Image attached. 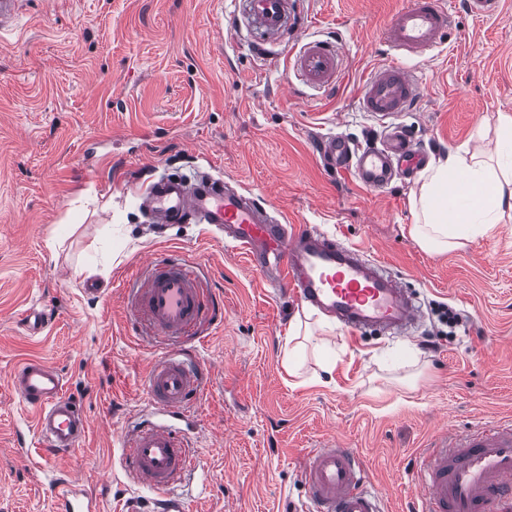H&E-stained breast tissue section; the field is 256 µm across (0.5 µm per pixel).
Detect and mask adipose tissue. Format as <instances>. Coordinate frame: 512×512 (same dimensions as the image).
Segmentation results:
<instances>
[{
	"mask_svg": "<svg viewBox=\"0 0 512 512\" xmlns=\"http://www.w3.org/2000/svg\"><path fill=\"white\" fill-rule=\"evenodd\" d=\"M414 207L418 222L411 235L425 249L444 252L485 235L512 212V193L477 156L449 155L428 168Z\"/></svg>",
	"mask_w": 512,
	"mask_h": 512,
	"instance_id": "adipose-tissue-1",
	"label": "adipose tissue"
}]
</instances>
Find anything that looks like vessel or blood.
Segmentation results:
<instances>
[{
  "label": "vessel or blood",
  "instance_id": "vessel-or-blood-1",
  "mask_svg": "<svg viewBox=\"0 0 512 512\" xmlns=\"http://www.w3.org/2000/svg\"><path fill=\"white\" fill-rule=\"evenodd\" d=\"M265 44L282 42L296 21L292 0H248ZM453 14L449 0H408L386 23L382 39L395 57L365 78L359 107L381 119L409 111L421 98L420 82L403 61L420 58L447 37ZM290 61L314 89L333 88L342 72V52L331 42L305 45ZM317 152L334 169L351 170L360 185L385 189L397 168L422 162L406 130L393 133L386 148H355L341 136L327 135ZM140 207L155 224H214L242 249L267 285L289 290L300 304L336 320L354 334L403 333L421 317L417 298L382 262L315 229H293L271 216L244 187L208 176L196 181L163 178L140 188ZM131 317L176 345L154 363L145 382L160 420L137 427L122 441L124 471L162 497L160 512H189L179 491L194 468L193 451L182 426L188 402L205 386L202 373L178 342L192 329L212 323L217 299L191 265L181 259L154 260L126 281ZM12 385L36 414V430L49 453L74 451L88 431L86 416L67 396L62 373L40 358L13 371ZM302 476L308 489L306 512H382L368 486L363 460L353 449L328 442L307 451ZM419 512H512V425L496 431L453 435L429 449L415 483ZM55 512H97L79 485H64L55 495Z\"/></svg>",
  "mask_w": 512,
  "mask_h": 512
}]
</instances>
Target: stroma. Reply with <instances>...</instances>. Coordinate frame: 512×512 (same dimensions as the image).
I'll use <instances>...</instances> for the list:
<instances>
[{
  "instance_id": "1",
  "label": "stroma",
  "mask_w": 512,
  "mask_h": 512,
  "mask_svg": "<svg viewBox=\"0 0 512 512\" xmlns=\"http://www.w3.org/2000/svg\"><path fill=\"white\" fill-rule=\"evenodd\" d=\"M295 46L340 41L342 74L317 92L287 58L257 56L233 0H26L0 31V512H50L82 482L101 512L150 490L121 465V438L154 413L144 381L169 345L132 327L120 283L154 256L201 267L224 297L220 326L195 343L210 381L189 403L197 469L190 512H297L301 456L329 440L354 449L388 512H417L426 449L448 433L512 424V219L438 253L411 236L422 174L382 191L325 170L315 143L336 133L381 146L388 121L362 111L366 75L406 0H300ZM421 82L406 128L428 160L496 153L512 116V0L491 19L453 7L445 43L411 63ZM232 179L290 224L335 234L416 294L412 333L351 337L268 287L246 254L204 224H151L135 186L164 175ZM103 291L90 294L87 281ZM459 316L442 333L439 305ZM45 310L42 334L24 315ZM313 337L289 374L295 317ZM56 366L89 420L79 449L45 451L10 374Z\"/></svg>"
}]
</instances>
